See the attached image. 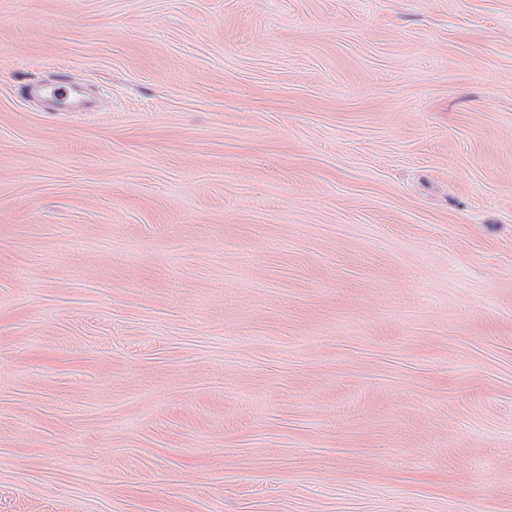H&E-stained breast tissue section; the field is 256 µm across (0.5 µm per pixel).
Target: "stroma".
<instances>
[{
	"instance_id": "1",
	"label": "stroma",
	"mask_w": 512,
	"mask_h": 512,
	"mask_svg": "<svg viewBox=\"0 0 512 512\" xmlns=\"http://www.w3.org/2000/svg\"><path fill=\"white\" fill-rule=\"evenodd\" d=\"M0 512H512V0H0ZM34 93L46 96L54 100L58 109L62 112H83L86 106L74 91L70 81L64 77L59 83L48 87H36Z\"/></svg>"
}]
</instances>
